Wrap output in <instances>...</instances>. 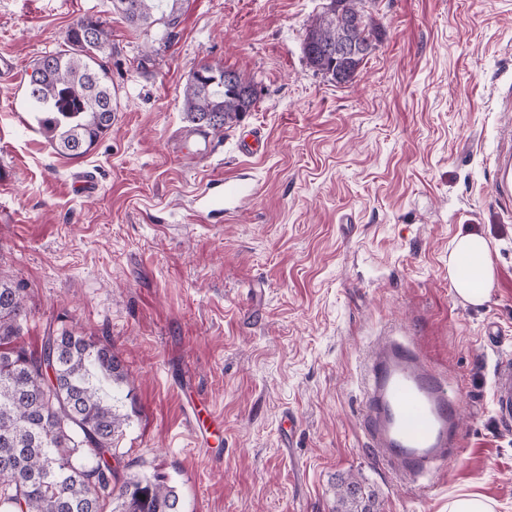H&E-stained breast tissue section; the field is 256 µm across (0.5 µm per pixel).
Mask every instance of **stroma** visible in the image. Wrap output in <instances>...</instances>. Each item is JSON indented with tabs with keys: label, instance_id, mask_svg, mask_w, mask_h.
I'll use <instances>...</instances> for the list:
<instances>
[{
	"label": "stroma",
	"instance_id": "obj_1",
	"mask_svg": "<svg viewBox=\"0 0 512 512\" xmlns=\"http://www.w3.org/2000/svg\"><path fill=\"white\" fill-rule=\"evenodd\" d=\"M329 0H182L167 37L110 0H0V276L28 291L22 340L67 328L110 341L129 382L118 453L176 486L181 512H334L351 479L374 512H448L465 494L512 512V422L491 401L512 359V0H366L382 38L353 83L305 61ZM102 18L117 93L85 157L31 128L34 60L78 17ZM232 69L258 101L198 154L183 89ZM260 129L264 150L237 141ZM248 175L245 209H203L213 181ZM489 243L488 303L459 298L448 256ZM404 336L461 400L460 455L412 482L362 426L371 349ZM190 388L224 419L187 431Z\"/></svg>",
	"mask_w": 512,
	"mask_h": 512
}]
</instances>
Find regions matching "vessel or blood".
Here are the masks:
<instances>
[{"label":"vessel or blood","instance_id":"obj_1","mask_svg":"<svg viewBox=\"0 0 512 512\" xmlns=\"http://www.w3.org/2000/svg\"><path fill=\"white\" fill-rule=\"evenodd\" d=\"M255 192L247 178L230 177L216 186L212 202L229 211ZM363 394L364 429L379 461L417 479L446 468L458 455L460 398L409 341L390 336L373 352ZM492 399L500 419L512 418L511 359L494 370Z\"/></svg>","mask_w":512,"mask_h":512}]
</instances>
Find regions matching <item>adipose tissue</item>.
I'll use <instances>...</instances> for the list:
<instances>
[{"label":"adipose tissue","instance_id":"ef3b65f1","mask_svg":"<svg viewBox=\"0 0 512 512\" xmlns=\"http://www.w3.org/2000/svg\"><path fill=\"white\" fill-rule=\"evenodd\" d=\"M448 270L454 289L463 299L475 305L489 301L493 269L483 237L461 235L449 256Z\"/></svg>","mask_w":512,"mask_h":512}]
</instances>
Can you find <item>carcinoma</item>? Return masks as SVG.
Returning a JSON list of instances; mask_svg holds the SVG:
<instances>
[{
	"mask_svg": "<svg viewBox=\"0 0 512 512\" xmlns=\"http://www.w3.org/2000/svg\"><path fill=\"white\" fill-rule=\"evenodd\" d=\"M180 0H111L126 21L148 29L175 22ZM363 0H330L303 43L307 65L340 85L357 77L380 32L359 8ZM352 38L366 47L332 57L324 48ZM104 22L77 18L64 47L34 63L26 94L34 120L53 150L72 158L88 154L115 120L112 77L103 62L112 49ZM203 65L186 83L185 119L195 130L221 133L252 110L254 85ZM26 288L0 278V512H180L175 485L160 475L128 473L117 445L129 426L115 386L127 379L112 343L95 342L61 328L40 349L17 342L27 319ZM355 482L341 485L339 500L359 506Z\"/></svg>",
	"mask_w": 512,
	"mask_h": 512,
	"instance_id": "carcinoma-1",
	"label": "carcinoma"
}]
</instances>
